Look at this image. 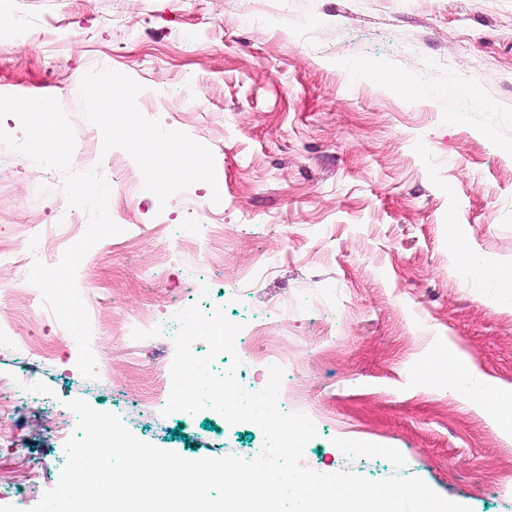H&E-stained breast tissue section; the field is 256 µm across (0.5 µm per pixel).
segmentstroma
Instances as JSON below:
<instances>
[{"label": "stroma", "instance_id": "stroma-1", "mask_svg": "<svg viewBox=\"0 0 512 512\" xmlns=\"http://www.w3.org/2000/svg\"><path fill=\"white\" fill-rule=\"evenodd\" d=\"M18 17L33 30L0 47V95L59 101L72 167L112 185L121 232L77 272L99 316L97 359L112 369L90 383L27 281L25 235L43 227L41 256L55 264L88 215L71 209L59 171L0 148V249L20 258L0 266L16 287L0 322L48 354L33 366L39 401L12 423L19 445L0 440V467L29 457L54 488L66 454L38 418L76 398L188 459L264 447L248 423L162 416L167 393L138 404L174 344L126 325L198 303L282 347L289 385L318 417L306 467L417 476L472 512H512V430L478 403L480 385L454 391L425 372L451 348L512 390V281L456 256L475 249L512 269V0H0V18ZM106 72L135 91L129 135L70 92ZM170 129L203 160L193 205L178 175L161 194L116 192L145 180L136 140ZM201 224L224 229L205 288L187 273ZM258 258L268 272L225 287V271Z\"/></svg>", "mask_w": 512, "mask_h": 512}]
</instances>
